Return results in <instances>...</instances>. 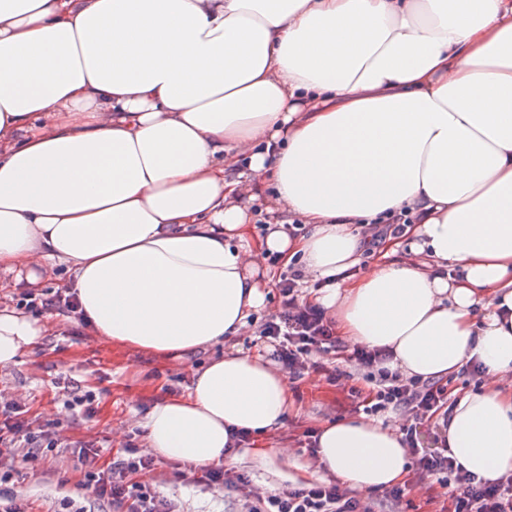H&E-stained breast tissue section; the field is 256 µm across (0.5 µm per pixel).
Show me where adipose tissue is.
<instances>
[{
	"mask_svg": "<svg viewBox=\"0 0 512 512\" xmlns=\"http://www.w3.org/2000/svg\"><path fill=\"white\" fill-rule=\"evenodd\" d=\"M404 212L358 271L361 226ZM272 252L404 375L480 363L447 446L479 477L512 470V0H0V282L64 268L92 336L185 363L246 329ZM43 331L0 308V371ZM291 407L286 373L227 351L152 406L147 445L272 473ZM400 437L326 423L293 478L401 483Z\"/></svg>",
	"mask_w": 512,
	"mask_h": 512,
	"instance_id": "obj_1",
	"label": "adipose tissue"
}]
</instances>
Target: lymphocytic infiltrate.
Listing matches in <instances>:
<instances>
[{
  "instance_id": "obj_1",
  "label": "lymphocytic infiltrate",
  "mask_w": 512,
  "mask_h": 512,
  "mask_svg": "<svg viewBox=\"0 0 512 512\" xmlns=\"http://www.w3.org/2000/svg\"><path fill=\"white\" fill-rule=\"evenodd\" d=\"M301 271H292L277 283L281 310L264 323L261 333L272 348L273 359L280 363L289 379L315 373L333 384L340 377L338 368L317 361L319 353L336 348V332L320 307L301 300ZM390 355L382 350L354 348L350 360L367 369L376 389L361 398L366 413L375 415L395 410L405 415L400 432L402 442L422 476H444L451 490L447 512H512V473L489 481L466 471L447 447L426 448L421 430L448 428L450 403L448 387L433 380L404 379L389 370ZM54 424L33 425L18 403L0 402V457L19 459L24 464L40 465L48 458V449L57 447ZM84 478L96 495L107 500L112 512H177L170 499L153 487L155 460L135 445H127L108 468H101V450L95 443L75 441ZM249 512H376L360 496L352 494L334 480L305 482L257 497Z\"/></svg>"
}]
</instances>
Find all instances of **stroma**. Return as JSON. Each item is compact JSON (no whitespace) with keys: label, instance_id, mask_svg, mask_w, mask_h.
Returning <instances> with one entry per match:
<instances>
[{"label":"stroma","instance_id":"obj_1","mask_svg":"<svg viewBox=\"0 0 512 512\" xmlns=\"http://www.w3.org/2000/svg\"><path fill=\"white\" fill-rule=\"evenodd\" d=\"M280 310L278 288H269L262 308L255 311L246 331L232 337L230 346L245 354L268 356L270 349L260 329L265 319ZM189 369L160 356L121 348L89 336L83 324L69 315L57 314L38 345L19 357L7 375L0 377V394L25 405L27 416L44 423V415L71 398L74 389L98 394L92 418L80 410L58 418L62 445L50 457L54 468L29 469L20 462L0 460V469L11 471L12 479L0 490L25 497L35 512H56L62 498H69L79 512H111L110 504L83 486L82 473L69 439H83L104 445L103 464H110L127 444L146 448L142 420L146 412L170 394L188 393ZM288 419L268 435L271 447L292 450L290 465H303L310 456L301 441L308 429L342 418H362L364 412L349 394L351 384L343 380L328 384L312 374L298 383ZM189 464L158 458L154 472L157 491L175 499L180 512H244V500L237 492L208 489L191 482Z\"/></svg>","mask_w":512,"mask_h":512}]
</instances>
